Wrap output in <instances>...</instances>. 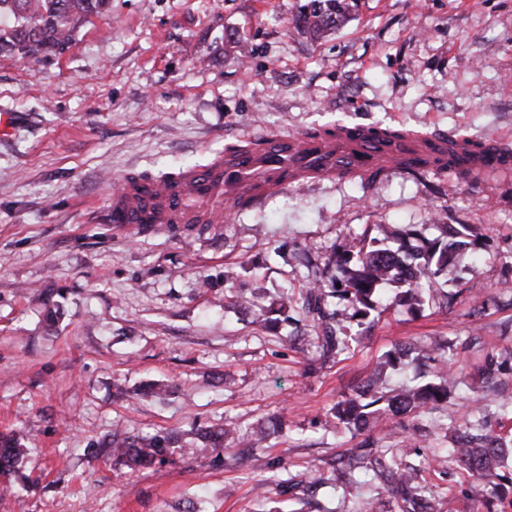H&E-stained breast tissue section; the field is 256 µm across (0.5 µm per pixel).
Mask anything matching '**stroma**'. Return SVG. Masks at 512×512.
Here are the masks:
<instances>
[{
    "mask_svg": "<svg viewBox=\"0 0 512 512\" xmlns=\"http://www.w3.org/2000/svg\"><path fill=\"white\" fill-rule=\"evenodd\" d=\"M304 0H112L63 54L0 55V433L27 446L23 480L0 512H396L371 473L333 461L377 440L421 468L433 512H487L445 461L468 397L512 399V371L483 387L488 356L512 358V175L473 186L423 172L331 179L273 192L204 232L142 233L109 219L127 173L177 171L250 132L336 125L456 130L512 138V0H358L314 41ZM481 233L422 314L384 310L321 362L288 323L254 322L264 292L325 282L334 249L394 231L406 245L445 227ZM208 287H201V280ZM47 292L62 305L46 327ZM441 339L459 389L426 415H386L369 434L329 426V410L394 346ZM153 382L177 387L140 396ZM124 395H116V388ZM283 434L251 448L269 418ZM238 432L243 464L196 444L149 469L115 467L113 432ZM323 484L308 491V474ZM287 480V491L278 481Z\"/></svg>",
    "mask_w": 512,
    "mask_h": 512,
    "instance_id": "stroma-1",
    "label": "stroma"
}]
</instances>
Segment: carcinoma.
<instances>
[{"label":"carcinoma","mask_w":512,"mask_h":512,"mask_svg":"<svg viewBox=\"0 0 512 512\" xmlns=\"http://www.w3.org/2000/svg\"><path fill=\"white\" fill-rule=\"evenodd\" d=\"M110 8L111 0H0V54L19 55L33 61L61 54L72 45L81 27ZM350 8L347 0H307L299 24L310 37L318 38L342 24ZM471 245L473 242L461 237L458 231L427 241L417 254L383 240L350 244L329 261L330 293L345 301L360 323L387 303L386 284L398 285L394 303L420 308L424 289L418 283L419 278L451 274L457 253ZM402 257H410L416 262L417 276L403 277L394 272ZM296 309L323 326L321 336L317 337L322 357L330 358L346 346V340L338 336L341 327L336 320V310L328 307L320 284L308 285L296 296L285 291L278 293L270 305L257 314L256 323L265 329L274 328L291 320L289 312ZM408 357L409 353L399 349L386 352L356 396L342 400L330 409L334 428L363 429L371 419L387 411L393 415L420 414L438 407L456 391L453 363L448 360L444 344L438 340L430 342L427 352L422 355L417 383L387 388L384 371L405 364ZM470 415L471 411L465 412L463 428L455 437L448 458L467 473L475 495H496L503 481L512 485V475L505 478L498 473L501 462L512 453V438L507 440L484 433L480 421L470 419ZM281 430V424L276 421L268 427H259L253 447H266L269 438ZM194 435L219 450L236 447L231 429H198ZM176 445L181 452L192 447L188 442L175 441L166 433L132 435L118 432L112 436L110 455L117 463L136 470L163 462ZM363 448L364 452L359 456L340 462L341 469L351 474L358 468L360 460L368 459L373 477L382 481L388 493L398 499L399 512H426L427 504L419 495L418 474L392 464L373 442L364 444ZM23 455L24 448L17 434H0L1 480H8L18 472Z\"/></svg>","instance_id":"carcinoma-1"}]
</instances>
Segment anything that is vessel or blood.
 <instances>
[{"label":"vessel or blood","instance_id":"b4317fda","mask_svg":"<svg viewBox=\"0 0 512 512\" xmlns=\"http://www.w3.org/2000/svg\"><path fill=\"white\" fill-rule=\"evenodd\" d=\"M240 150L216 155L207 165L184 169L160 184L123 182L113 192L110 211L116 224H170L190 232L201 224L223 223L229 210L271 192L314 184L336 176L369 177L395 170L446 172L452 135L395 139L384 128L340 127L332 133L304 131L289 135H247ZM473 183L488 171L512 172V147L489 139L464 165Z\"/></svg>","mask_w":512,"mask_h":512}]
</instances>
